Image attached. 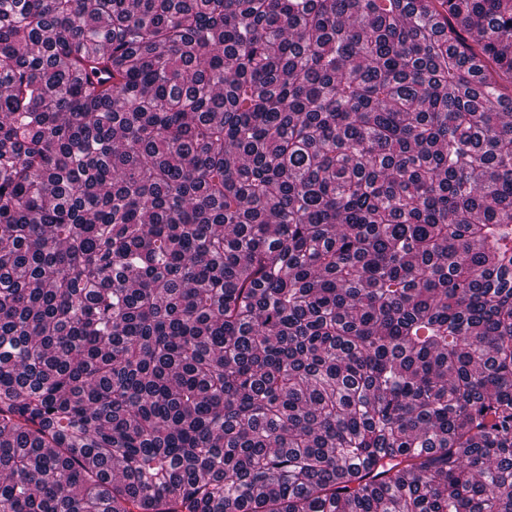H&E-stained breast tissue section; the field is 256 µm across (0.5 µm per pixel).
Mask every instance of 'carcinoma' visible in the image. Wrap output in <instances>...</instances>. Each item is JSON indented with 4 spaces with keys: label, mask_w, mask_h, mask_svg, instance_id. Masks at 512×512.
Instances as JSON below:
<instances>
[{
    "label": "carcinoma",
    "mask_w": 512,
    "mask_h": 512,
    "mask_svg": "<svg viewBox=\"0 0 512 512\" xmlns=\"http://www.w3.org/2000/svg\"><path fill=\"white\" fill-rule=\"evenodd\" d=\"M510 84L512 0H0V512H512Z\"/></svg>",
    "instance_id": "cac0c4a2"
}]
</instances>
